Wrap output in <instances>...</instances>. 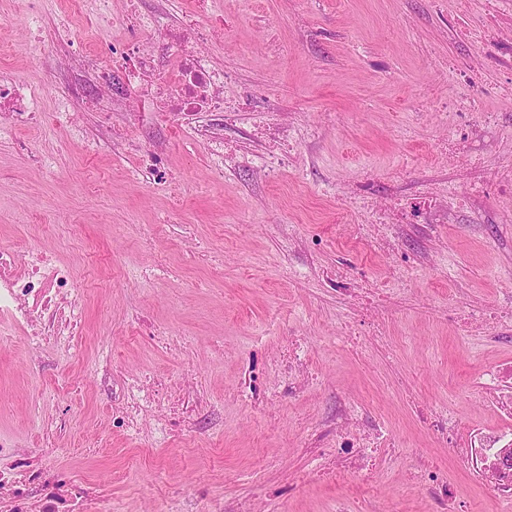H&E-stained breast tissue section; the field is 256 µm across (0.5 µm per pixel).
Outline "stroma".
Masks as SVG:
<instances>
[{"mask_svg": "<svg viewBox=\"0 0 512 512\" xmlns=\"http://www.w3.org/2000/svg\"><path fill=\"white\" fill-rule=\"evenodd\" d=\"M197 2L0 0V76L32 86L40 112L0 118V247L68 266L82 325L33 360L26 331L0 315V441L88 473L112 512L181 499L327 512L370 484L388 512H438L408 464L439 459L460 512H503L473 476L486 449L457 455L418 411L448 408L465 439L501 425L467 384L512 362V330L471 336L451 314L512 290V198L492 191L449 216L467 183L442 144L466 127L489 169L512 167V0ZM171 35L223 72L230 111H146L118 69L97 110L75 93L90 61L156 57ZM359 191L424 202L423 221L382 250L357 229ZM336 268L349 290L327 279ZM347 326L360 348L337 347ZM298 336L317 385L230 398L248 372L278 389L274 366ZM154 377L195 405L190 435L160 409L121 427L126 385ZM341 403L392 443L369 475L336 478L335 449L308 436Z\"/></svg>", "mask_w": 512, "mask_h": 512, "instance_id": "35a3bbf8", "label": "stroma"}]
</instances>
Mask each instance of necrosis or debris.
<instances>
[{"label": "necrosis or debris", "mask_w": 512, "mask_h": 512, "mask_svg": "<svg viewBox=\"0 0 512 512\" xmlns=\"http://www.w3.org/2000/svg\"><path fill=\"white\" fill-rule=\"evenodd\" d=\"M171 53L164 62L140 59L130 74L138 83L147 71L161 70L165 78L167 109L171 112H220L224 99L217 93L224 83L222 72L212 69L193 49L176 39L166 41ZM456 168L471 175L467 193L454 197L455 209L467 210L473 196L485 189L512 194V174L491 172L467 152H457ZM73 289L70 270L44 253L20 256L0 247V311L17 323L38 325L39 333L55 343L67 341L79 328L78 318L64 297ZM473 392L494 391L499 415L512 422V363L498 364L471 382ZM361 417L353 407L339 409L330 424L316 430V444L330 442L343 449L339 472L352 475L365 467L371 436L360 433ZM19 449L0 447V512H110L107 495L93 492L91 481L82 476L58 474L45 467L19 469Z\"/></svg>", "instance_id": "obj_1"}]
</instances>
